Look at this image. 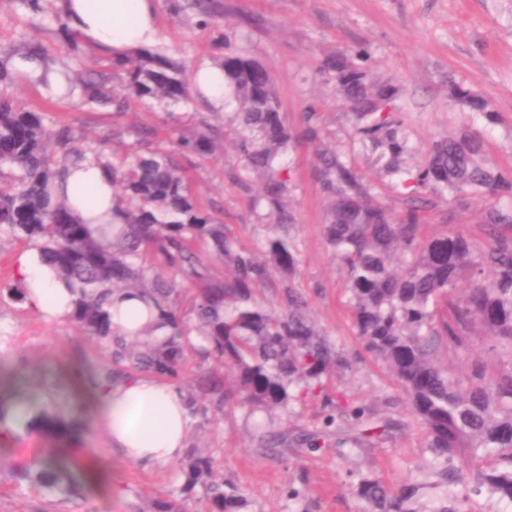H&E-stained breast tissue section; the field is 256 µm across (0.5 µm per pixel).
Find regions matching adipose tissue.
<instances>
[{"instance_id": "ef3b65f1", "label": "adipose tissue", "mask_w": 512, "mask_h": 512, "mask_svg": "<svg viewBox=\"0 0 512 512\" xmlns=\"http://www.w3.org/2000/svg\"><path fill=\"white\" fill-rule=\"evenodd\" d=\"M62 16L86 45L121 57L161 39L156 0H63ZM58 196L90 224L112 219V185L92 161L68 165ZM16 277L27 304L52 319L70 316L75 299L38 250L19 256ZM84 400L107 420L114 448L129 462L154 467L178 461L186 448L189 418L183 393L171 384L138 376L109 388L79 383Z\"/></svg>"}]
</instances>
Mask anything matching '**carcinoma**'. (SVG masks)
I'll return each mask as SVG.
<instances>
[{"label": "carcinoma", "mask_w": 512, "mask_h": 512, "mask_svg": "<svg viewBox=\"0 0 512 512\" xmlns=\"http://www.w3.org/2000/svg\"><path fill=\"white\" fill-rule=\"evenodd\" d=\"M167 3L177 13L196 10L203 24L221 16L218 0ZM214 64L237 105L235 147L242 165L233 178L258 218L272 226L261 256L240 246L192 192L187 167L220 144L205 121L185 129L182 116L172 111L200 98L185 62L142 49L123 58L101 57L94 73L64 74L82 89L85 102L108 105L117 115L132 105L159 109L167 127L168 148L133 131L129 151L114 162L105 154L107 144L114 154L124 146L123 132L114 131L92 151L116 190L110 224H87L53 197L67 165L85 159L74 130L50 128L43 112L0 94V232L36 240L42 260L76 295L71 321L109 357L93 382L110 386L134 374L171 382L184 393L190 415L219 422L227 407L284 408L298 400L296 388L305 395L319 392L323 377L352 367L292 285L299 255L290 228L297 216L285 158L305 142L316 153L323 233L345 268L363 349L383 361L435 457L468 462L495 455L507 467L482 474L483 480L512 502V207L493 203L483 214L488 245L480 252L462 232H423L424 213L445 194L511 197L512 173L485 167L481 131L470 126L433 141L407 184L408 146L392 112L399 88L373 76L360 51L328 56L318 74L334 84L379 172L407 185L405 207L396 213L375 198L370 180L325 144L316 105L304 106V127L296 133L285 123L274 77L260 61L227 43ZM448 90L473 115L494 120L486 99L456 84ZM273 284L276 311L258 297ZM117 292L152 303L158 322L168 328L165 339H147L150 325L139 337L119 334L110 311ZM187 296L188 314L182 311ZM477 324L489 348L504 351L507 359L491 374L477 361L461 379L439 361L438 351L467 344ZM194 353L209 367L187 384L183 374ZM26 426L64 433L70 421L43 412ZM181 477L176 493L152 501L151 512H183L198 491L205 512H242L246 504L242 489L197 448L185 451ZM16 479L62 501L78 495L51 451L32 455ZM359 493L372 512L401 510L402 501L378 479H361Z\"/></svg>", "instance_id": "carcinoma-1"}]
</instances>
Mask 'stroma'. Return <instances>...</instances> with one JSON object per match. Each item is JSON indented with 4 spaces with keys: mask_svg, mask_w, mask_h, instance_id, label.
I'll list each match as a JSON object with an SVG mask.
<instances>
[{
    "mask_svg": "<svg viewBox=\"0 0 512 512\" xmlns=\"http://www.w3.org/2000/svg\"><path fill=\"white\" fill-rule=\"evenodd\" d=\"M214 24L197 26L192 13L159 7L164 50L196 67L211 62L222 39L244 41L250 54L275 76L283 119L302 126L305 103L318 107L325 142L372 178L375 192L393 210L403 208L404 187L375 175L373 158L360 142L356 126L333 86L315 79L321 60L332 54L364 49L371 69L399 86L394 112L414 170L429 144L470 124L469 109L448 96L449 82L485 97L497 113L482 126L484 159L499 171L512 170V0H221ZM59 0L45 12L27 9L22 0H0V58L30 44L45 46L60 68L92 69L98 51L87 45L71 49L58 35ZM0 92L23 105L46 112L47 123L69 125L82 146L96 145L117 126L159 129V115L134 106L123 116L91 108L24 80L17 73L0 82ZM227 135L220 151L196 161L190 179L198 200L224 210L229 231L246 248L268 234V224L253 212L234 184L231 171L240 159L234 149L233 121L216 115ZM293 169L290 199L298 222L292 235L300 252L294 288L307 298L312 316L327 337L353 362L352 371L324 378L323 392L293 402L290 411L249 417L237 408L224 411L221 424L194 418L187 443L219 459L226 478L246 497L243 512H366L357 494L359 478L382 480L406 501L404 512H512L479 481L490 459L475 464L462 459L447 467L434 464L425 432L396 389L384 364L367 355L354 333L346 274L324 235L323 191L315 176L311 148L290 151ZM486 199L462 196L440 201L428 214L427 230L464 231L475 249L486 245L480 227ZM440 360L459 375L474 361L496 370L499 356L480 334L469 347L445 349ZM108 363L103 350L81 336L69 320H47L26 303L0 302V400L33 416L50 407L72 413L77 432L69 440L75 454L68 469L81 488L70 501L55 502L40 490L17 486L16 449H52L58 440L45 432L15 427L9 449L0 450V512H146L151 500L166 497L178 484L177 464L144 468L127 462L113 449L101 416L85 405L77 384ZM365 408L383 425L381 439L358 440L359 426L349 410ZM283 432L290 447L271 455L262 448L266 431ZM318 434L317 447L307 438Z\"/></svg>",
    "mask_w": 512,
    "mask_h": 512,
    "instance_id": "1",
    "label": "stroma"
}]
</instances>
